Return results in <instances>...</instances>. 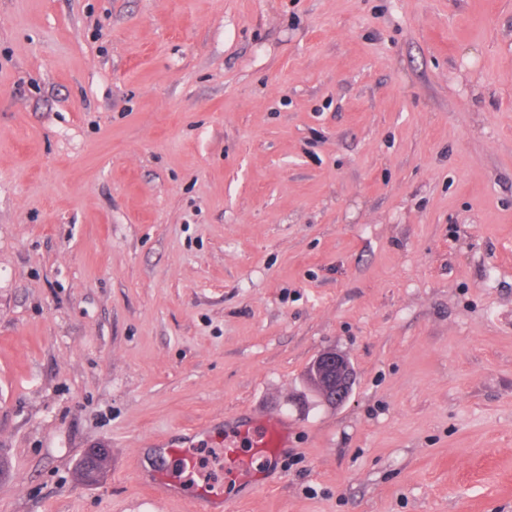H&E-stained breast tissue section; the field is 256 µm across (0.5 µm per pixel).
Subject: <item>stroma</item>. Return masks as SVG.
<instances>
[{
	"mask_svg": "<svg viewBox=\"0 0 512 512\" xmlns=\"http://www.w3.org/2000/svg\"><path fill=\"white\" fill-rule=\"evenodd\" d=\"M0 457V512H512V0H0ZM305 376L311 388L326 403L336 406L350 397L355 381L350 361L333 348L319 353L307 366ZM243 432L251 437L252 448L225 446L224 474L235 483H259L260 470L273 465L281 448L287 446L288 421L281 415L270 413ZM106 448H89L83 456V474L87 480L95 479L102 471L106 462Z\"/></svg>",
	"mask_w": 512,
	"mask_h": 512,
	"instance_id": "stroma-1",
	"label": "stroma"
}]
</instances>
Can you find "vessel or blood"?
I'll return each mask as SVG.
<instances>
[{
    "instance_id": "obj_1",
    "label": "vessel or blood",
    "mask_w": 512,
    "mask_h": 512,
    "mask_svg": "<svg viewBox=\"0 0 512 512\" xmlns=\"http://www.w3.org/2000/svg\"><path fill=\"white\" fill-rule=\"evenodd\" d=\"M252 444L244 450L233 446L224 449V474L237 483H256L264 467L273 465L288 439V422L278 414L263 416L256 426L247 428Z\"/></svg>"
}]
</instances>
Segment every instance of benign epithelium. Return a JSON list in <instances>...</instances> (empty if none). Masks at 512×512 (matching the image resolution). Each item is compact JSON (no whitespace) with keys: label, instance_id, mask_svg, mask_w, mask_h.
Returning <instances> with one entry per match:
<instances>
[{"label":"benign epithelium","instance_id":"7a95c632","mask_svg":"<svg viewBox=\"0 0 512 512\" xmlns=\"http://www.w3.org/2000/svg\"><path fill=\"white\" fill-rule=\"evenodd\" d=\"M305 376L311 388L328 404L341 405L351 395L355 381L354 369L348 358L331 348L319 353L307 366ZM107 450L90 448L83 456V474L95 479L106 462Z\"/></svg>","mask_w":512,"mask_h":512}]
</instances>
